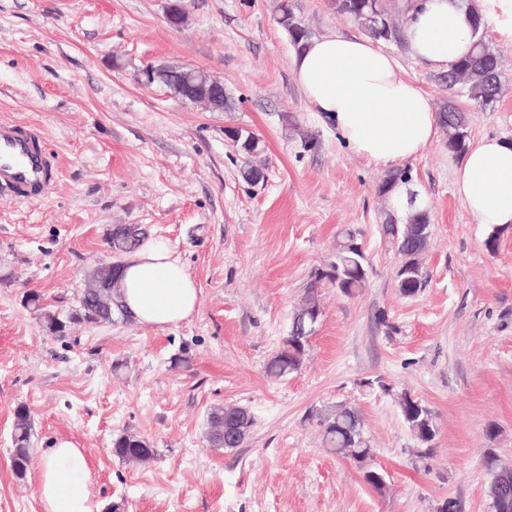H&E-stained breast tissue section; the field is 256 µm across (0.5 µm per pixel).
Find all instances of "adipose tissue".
<instances>
[{
    "mask_svg": "<svg viewBox=\"0 0 512 512\" xmlns=\"http://www.w3.org/2000/svg\"><path fill=\"white\" fill-rule=\"evenodd\" d=\"M476 12L512 40V0H477L473 8L465 0H422L406 25L413 56L448 70L471 49ZM292 73L312 109L371 163L388 167L416 158L440 135L429 101L370 40L336 33L309 40L294 53ZM455 186L477 223L494 232L512 229V141L484 137L470 145ZM115 294L133 321L165 329L193 316L200 290L164 244L147 239L123 263ZM38 493L43 512H98L85 457L67 441L46 451Z\"/></svg>",
    "mask_w": 512,
    "mask_h": 512,
    "instance_id": "obj_1",
    "label": "adipose tissue"
}]
</instances>
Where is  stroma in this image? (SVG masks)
Returning <instances> with one entry per match:
<instances>
[{
  "instance_id": "stroma-1",
  "label": "stroma",
  "mask_w": 512,
  "mask_h": 512,
  "mask_svg": "<svg viewBox=\"0 0 512 512\" xmlns=\"http://www.w3.org/2000/svg\"><path fill=\"white\" fill-rule=\"evenodd\" d=\"M0 0V116L37 126L59 174L41 203L0 200V512H43L36 483L47 448L85 456L99 512H490L480 459L512 465V231L488 249L455 188L459 156L446 138L405 161L406 196L427 208L425 286H396L399 257L383 240L377 186L386 170L351 151L313 112L292 75L295 48L281 0ZM319 37H364L333 0H292ZM503 60L502 94L466 98L469 141L512 140V42L489 31ZM401 74L439 107L443 74L382 42ZM178 63L219 77L234 110L209 112L145 83L146 64ZM258 137L264 177L243 180L226 132ZM164 241L200 288L197 312L164 330L133 322L72 325L57 339L43 311L75 308L87 273L115 261L112 225ZM357 231L369 258L351 296L320 284L322 314L298 372L266 365L339 234ZM41 297L28 307L27 293ZM435 413L428 463L403 422V393ZM356 407L377 493L357 463L322 442L314 412ZM240 404L254 423L238 448L208 447L211 408ZM32 418L25 479L10 466L17 406ZM137 433L156 456L112 453Z\"/></svg>"
}]
</instances>
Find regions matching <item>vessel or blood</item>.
Listing matches in <instances>:
<instances>
[{
  "label": "vessel or blood",
  "instance_id": "vessel-or-blood-1",
  "mask_svg": "<svg viewBox=\"0 0 512 512\" xmlns=\"http://www.w3.org/2000/svg\"><path fill=\"white\" fill-rule=\"evenodd\" d=\"M57 163L40 130L0 119V198L19 202L45 199L55 181Z\"/></svg>",
  "mask_w": 512,
  "mask_h": 512
}]
</instances>
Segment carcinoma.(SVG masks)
Masks as SVG:
<instances>
[{"instance_id":"cac0c4a2","label":"carcinoma","mask_w":512,"mask_h":512,"mask_svg":"<svg viewBox=\"0 0 512 512\" xmlns=\"http://www.w3.org/2000/svg\"><path fill=\"white\" fill-rule=\"evenodd\" d=\"M334 5L337 12L356 21L376 40L381 39L384 30L389 39L398 40L403 36V31L391 22L386 0H334ZM279 11L278 23L288 31L293 45L300 47L311 37L310 31L294 13L288 0H283ZM486 30L487 24L480 16H475L473 53L452 65L443 77L448 84L450 97L439 108V120L447 132L448 150L454 153L461 154L466 150L467 131L453 96L459 94L474 105L487 108L498 101L501 92V61L486 38ZM235 133L239 135L238 147L244 154L255 157L263 152L259 138L250 133L244 134L239 129ZM410 180L409 170L397 169L388 173L377 187L378 195L391 204L382 224V232L400 257L396 282L400 293L405 296H413L425 286L421 258L430 238L427 210L410 209L405 215H398L399 206L395 205L394 190ZM140 234L141 229L136 225L116 224L109 232L108 243L114 251L127 252L139 245ZM357 241L359 238L355 232H343L328 259L327 271L316 272L297 309L289 336L267 365L270 376L284 377L302 365L312 327L318 321L316 311L319 307L314 290L321 281L328 280L344 295H351L365 287L368 259L365 252L353 246ZM115 279L116 276L109 274L106 267H95L87 275L84 288L77 297V307L64 317L44 314V329L55 337L64 338L71 323L101 324L110 323L115 318H128L112 293ZM399 407L404 422L418 439L425 444L432 441L437 431L434 411L424 402L408 395L402 397ZM318 422L324 443L331 451L353 458L362 469L373 468V449L366 444L362 419L354 407L345 403L337 404L318 415ZM252 425L253 415L247 407L219 405L209 413L206 440L211 448H238L245 443ZM31 436L30 411L21 405L15 411L10 458L12 470L19 479L26 476L31 462ZM112 452L126 463H140L152 459L156 449L146 438L123 432L113 439ZM481 462L488 476L487 497L491 512H512V469L500 464L493 448L484 449Z\"/></svg>"}]
</instances>
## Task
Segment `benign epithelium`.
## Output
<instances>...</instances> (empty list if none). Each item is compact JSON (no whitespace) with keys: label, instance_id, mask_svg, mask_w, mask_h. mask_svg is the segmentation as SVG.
Instances as JSON below:
<instances>
[{"label":"benign epithelium","instance_id":"1","mask_svg":"<svg viewBox=\"0 0 512 512\" xmlns=\"http://www.w3.org/2000/svg\"><path fill=\"white\" fill-rule=\"evenodd\" d=\"M142 74L149 84L160 81L164 83L175 97L194 103L203 104L210 112H221L224 107V82L203 70L180 66L146 65Z\"/></svg>","mask_w":512,"mask_h":512}]
</instances>
